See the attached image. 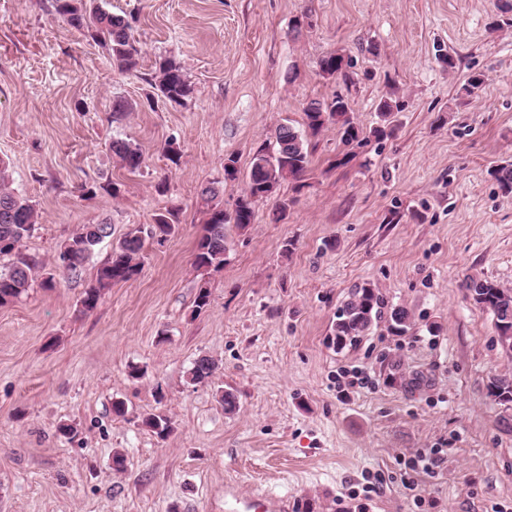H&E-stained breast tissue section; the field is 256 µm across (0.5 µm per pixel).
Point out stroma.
Masks as SVG:
<instances>
[{
  "instance_id": "1",
  "label": "stroma",
  "mask_w": 512,
  "mask_h": 512,
  "mask_svg": "<svg viewBox=\"0 0 512 512\" xmlns=\"http://www.w3.org/2000/svg\"><path fill=\"white\" fill-rule=\"evenodd\" d=\"M86 2L129 20L136 70L120 72L48 0H0V159L38 215L26 248L49 260L82 225L112 226L79 275L55 271L54 287L0 307V512H240L253 494L288 512H512V410L487 389L512 376V352L466 291L472 278L512 288V200L491 175L512 163V27L497 26L496 0ZM334 52L352 60L353 84L320 72ZM161 57L192 92L149 109ZM475 71L487 80L465 95ZM337 94L363 145L333 125L308 139L303 177L258 201L246 230L227 225L223 268L194 270L202 188L218 182L212 204L231 208L272 129L302 128L307 102ZM385 97L405 108L378 139ZM118 99L137 110L114 116ZM115 138L140 147L138 170L113 158ZM280 197L292 205L276 221ZM171 206L175 234L82 311L112 242ZM364 283L411 326L381 317L335 350L330 327ZM203 355L218 368L190 383ZM352 369L370 383L341 395ZM151 414L167 436L143 426ZM420 450L442 452L437 474L412 470Z\"/></svg>"
}]
</instances>
